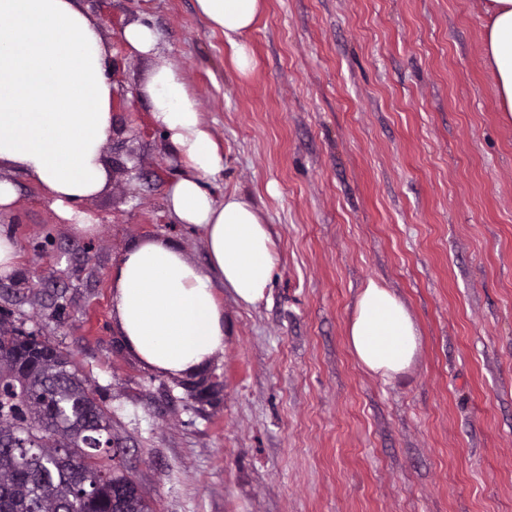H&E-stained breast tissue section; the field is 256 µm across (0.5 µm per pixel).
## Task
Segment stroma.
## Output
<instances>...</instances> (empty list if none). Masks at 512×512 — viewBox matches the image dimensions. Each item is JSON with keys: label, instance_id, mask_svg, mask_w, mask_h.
Wrapping results in <instances>:
<instances>
[{"label": "stroma", "instance_id": "1", "mask_svg": "<svg viewBox=\"0 0 512 512\" xmlns=\"http://www.w3.org/2000/svg\"><path fill=\"white\" fill-rule=\"evenodd\" d=\"M115 93L107 187L85 237L21 172L0 232V313L68 352L112 418L116 474L155 512H512V123L486 63L482 0H264L238 76L195 0H80ZM153 24L224 150L216 199L260 207L279 260L257 306L219 292L224 350L172 376L125 345L111 271L146 239L208 263L165 203L182 169L142 86ZM420 331L390 385L350 353L360 288ZM18 247L14 239L0 232V273L8 274L18 264Z\"/></svg>", "mask_w": 512, "mask_h": 512}]
</instances>
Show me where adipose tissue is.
<instances>
[{
    "label": "adipose tissue",
    "mask_w": 512,
    "mask_h": 512,
    "mask_svg": "<svg viewBox=\"0 0 512 512\" xmlns=\"http://www.w3.org/2000/svg\"><path fill=\"white\" fill-rule=\"evenodd\" d=\"M199 14L221 30L231 62L248 76L254 59L245 42L263 0H196ZM484 54L504 120L512 119V0H483ZM128 45L154 56L142 92L154 124L179 154L184 170L167 187V208L203 232L207 268L166 240L137 242L112 270V307L128 349L172 375L192 372L224 349V309L218 289L246 307L265 297L278 262L256 203L226 194L216 200L202 179L224 169V153L202 119L181 72L158 56L159 34L137 22ZM113 84L98 21L78 0H0V167L25 173L82 234L95 224L72 205L108 183L103 162L112 133ZM358 364L389 384L414 362L420 332L405 303L368 281L346 329Z\"/></svg>",
    "instance_id": "adipose-tissue-1"
}]
</instances>
